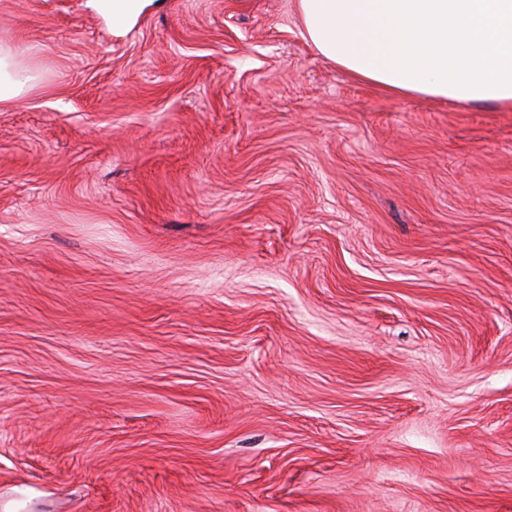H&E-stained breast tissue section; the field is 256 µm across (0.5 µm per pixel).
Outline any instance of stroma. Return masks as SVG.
Here are the masks:
<instances>
[{
    "mask_svg": "<svg viewBox=\"0 0 512 512\" xmlns=\"http://www.w3.org/2000/svg\"><path fill=\"white\" fill-rule=\"evenodd\" d=\"M111 3L0 0V503L512 512V108ZM149 0H112L113 33H120L133 23ZM34 80L35 76L20 66L15 52L0 46V101L20 97Z\"/></svg>",
    "mask_w": 512,
    "mask_h": 512,
    "instance_id": "1",
    "label": "stroma"
}]
</instances>
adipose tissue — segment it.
I'll return each instance as SVG.
<instances>
[{"instance_id":"obj_1","label":"adipose tissue","mask_w":512,"mask_h":512,"mask_svg":"<svg viewBox=\"0 0 512 512\" xmlns=\"http://www.w3.org/2000/svg\"><path fill=\"white\" fill-rule=\"evenodd\" d=\"M304 37L388 92L512 107V0H295ZM34 77L0 46V101Z\"/></svg>"}]
</instances>
